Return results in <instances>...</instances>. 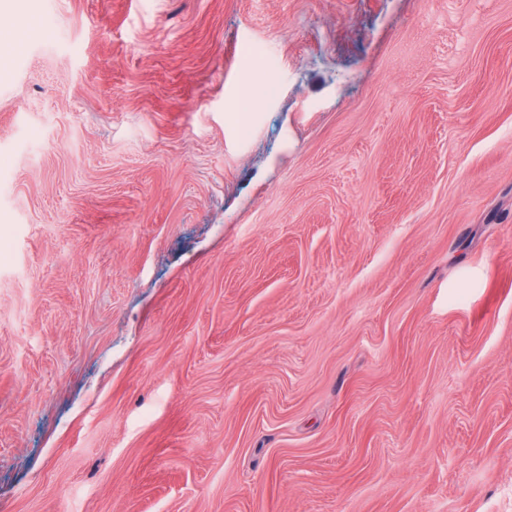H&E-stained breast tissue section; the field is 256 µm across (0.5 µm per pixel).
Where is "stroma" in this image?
I'll list each match as a JSON object with an SVG mask.
<instances>
[{
  "label": "stroma",
  "instance_id": "stroma-1",
  "mask_svg": "<svg viewBox=\"0 0 512 512\" xmlns=\"http://www.w3.org/2000/svg\"><path fill=\"white\" fill-rule=\"evenodd\" d=\"M0 512H512V0L1 7Z\"/></svg>",
  "mask_w": 512,
  "mask_h": 512
}]
</instances>
